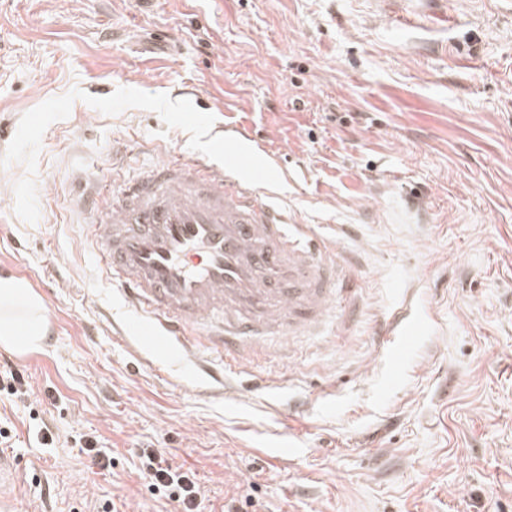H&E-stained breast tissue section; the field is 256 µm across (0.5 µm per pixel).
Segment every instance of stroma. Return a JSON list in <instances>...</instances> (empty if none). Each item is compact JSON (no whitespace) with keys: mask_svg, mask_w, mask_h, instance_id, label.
I'll list each match as a JSON object with an SVG mask.
<instances>
[{"mask_svg":"<svg viewBox=\"0 0 512 512\" xmlns=\"http://www.w3.org/2000/svg\"><path fill=\"white\" fill-rule=\"evenodd\" d=\"M263 147L274 202L354 265L323 336L256 344L228 388L121 325L73 208L80 181L225 128ZM0 271L49 333L0 347V512H512V9L504 0H0ZM424 300L407 353L379 326ZM49 424L59 439L42 444ZM93 436L114 459L93 467ZM27 381L23 374L10 362L5 361L0 365V392L21 398L28 391ZM138 458V470L152 496L178 503L182 512L199 511L201 491L193 472L174 467L157 451L144 450Z\"/></svg>","mask_w":512,"mask_h":512,"instance_id":"1","label":"stroma"}]
</instances>
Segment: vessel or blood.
<instances>
[{
  "label": "vessel or blood",
  "instance_id": "b4317fda",
  "mask_svg": "<svg viewBox=\"0 0 512 512\" xmlns=\"http://www.w3.org/2000/svg\"><path fill=\"white\" fill-rule=\"evenodd\" d=\"M216 166L196 154L147 164L117 180L108 204L79 192L87 240L110 284L154 344L207 351L239 372L255 341L317 336L345 292L335 248L286 210L262 202L273 181L248 132L225 131ZM384 331L413 339L402 311Z\"/></svg>",
  "mask_w": 512,
  "mask_h": 512
}]
</instances>
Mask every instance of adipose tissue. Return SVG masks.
I'll return each instance as SVG.
<instances>
[{"label": "adipose tissue", "mask_w": 512, "mask_h": 512, "mask_svg": "<svg viewBox=\"0 0 512 512\" xmlns=\"http://www.w3.org/2000/svg\"><path fill=\"white\" fill-rule=\"evenodd\" d=\"M43 309L26 279L0 274V347L19 354L39 347L47 333Z\"/></svg>", "instance_id": "ef3b65f1"}]
</instances>
